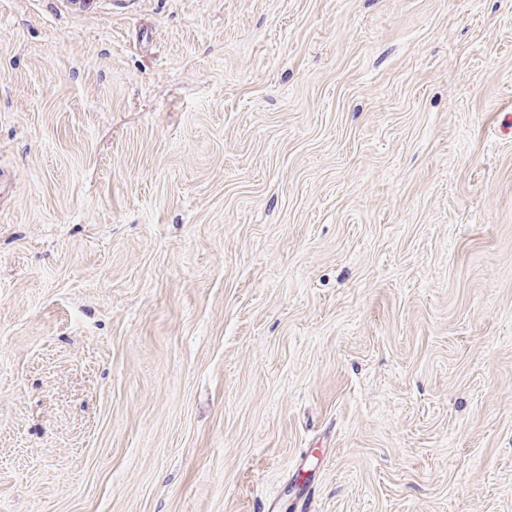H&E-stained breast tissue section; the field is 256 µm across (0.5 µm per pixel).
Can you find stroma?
<instances>
[{
	"instance_id": "obj_1",
	"label": "stroma",
	"mask_w": 512,
	"mask_h": 512,
	"mask_svg": "<svg viewBox=\"0 0 512 512\" xmlns=\"http://www.w3.org/2000/svg\"><path fill=\"white\" fill-rule=\"evenodd\" d=\"M0 512H512V0H0Z\"/></svg>"
}]
</instances>
